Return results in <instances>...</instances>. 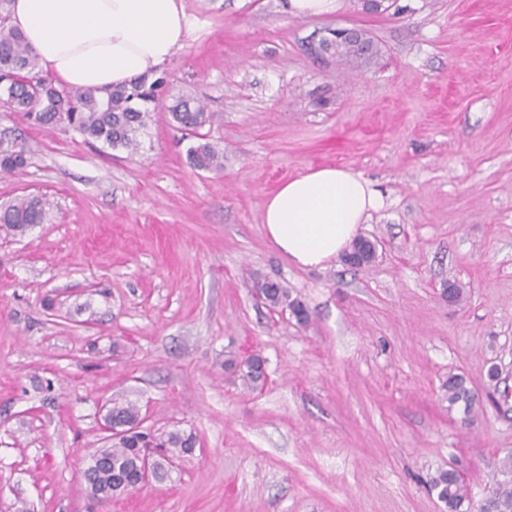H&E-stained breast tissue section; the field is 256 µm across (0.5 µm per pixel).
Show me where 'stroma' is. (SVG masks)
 <instances>
[{"label": "stroma", "mask_w": 512, "mask_h": 512, "mask_svg": "<svg viewBox=\"0 0 512 512\" xmlns=\"http://www.w3.org/2000/svg\"><path fill=\"white\" fill-rule=\"evenodd\" d=\"M183 0L190 35L138 152L0 109L29 167L0 175L45 223L0 235V512H444L426 483L454 466L480 500L512 452V0ZM337 28L377 51L320 52ZM207 105L224 169H194L171 96ZM336 166L385 205L362 268L288 263L263 211L284 181ZM280 282L310 314L257 300ZM465 292L442 300L445 284ZM260 354L247 386L224 356ZM501 369L490 382L491 366ZM464 376L473 425L441 384ZM194 434L169 476L92 502L102 404ZM339 0H289L288 12L293 17L320 16L336 11Z\"/></svg>", "instance_id": "1"}]
</instances>
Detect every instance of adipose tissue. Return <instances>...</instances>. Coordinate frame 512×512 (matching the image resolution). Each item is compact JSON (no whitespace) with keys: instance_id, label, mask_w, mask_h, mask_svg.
I'll return each instance as SVG.
<instances>
[{"instance_id":"obj_1","label":"adipose tissue","mask_w":512,"mask_h":512,"mask_svg":"<svg viewBox=\"0 0 512 512\" xmlns=\"http://www.w3.org/2000/svg\"><path fill=\"white\" fill-rule=\"evenodd\" d=\"M10 14L43 71L63 86L102 91L168 61L190 28L182 0H11ZM382 203L361 175L322 167L271 194L263 226L291 263L322 267L350 246Z\"/></svg>"}]
</instances>
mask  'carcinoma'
<instances>
[{
	"mask_svg": "<svg viewBox=\"0 0 512 512\" xmlns=\"http://www.w3.org/2000/svg\"><path fill=\"white\" fill-rule=\"evenodd\" d=\"M10 0H0V105L21 112L33 126L55 128L64 126L86 139L109 148L138 150L139 134L147 126L150 106L158 102L165 86V77L150 69L134 78L127 86L114 88L106 94L94 89H59L52 79L38 70L37 58L21 33L11 24ZM171 120L196 134L199 142L189 149L193 167L199 171L224 169V151L207 140L200 130L209 122L206 106L195 97L178 95L167 105ZM31 150L23 139L0 136V173L19 175L30 165ZM47 219L46 204L38 196H21L0 206V230L23 236ZM255 292L264 295L267 303L287 308L300 323L309 321V311L298 298L276 281L256 284ZM224 368L239 375L248 385L264 380L260 358L242 361L233 354L224 359ZM448 397V410L463 403V420L474 417L478 398L466 386L465 379L450 374L443 383ZM107 417L115 426H125L128 433L113 440L103 449L104 462L87 469V482L99 490H113L119 496L120 486L127 483L139 465L141 448H159L171 460L188 454L195 447L193 434L181 430L151 431L143 427L145 417L140 407L126 399H112ZM430 491L445 504L448 512H468L471 497L455 470L439 468L428 481ZM486 489L490 496L477 512H512V454L494 463L492 479Z\"/></svg>",
	"mask_w": 512,
	"mask_h": 512,
	"instance_id": "cac0c4a2",
	"label": "carcinoma"
}]
</instances>
